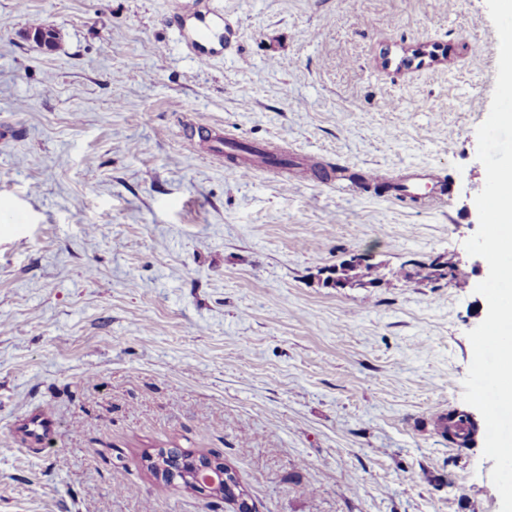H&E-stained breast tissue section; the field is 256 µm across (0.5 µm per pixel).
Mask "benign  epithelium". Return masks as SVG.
<instances>
[{
	"label": "benign epithelium",
	"instance_id": "benign-epithelium-1",
	"mask_svg": "<svg viewBox=\"0 0 512 512\" xmlns=\"http://www.w3.org/2000/svg\"><path fill=\"white\" fill-rule=\"evenodd\" d=\"M441 47L432 44H422L410 51L401 59L403 66H422L429 61L439 58ZM147 465L155 464L154 473L160 479H167L172 484L186 485L200 495L212 496L228 487L232 495L228 497L230 504L234 505V512H253V506L244 491L234 486L235 477L229 467L216 461L211 456H199L186 467L182 457L173 448H161L154 454L145 458Z\"/></svg>",
	"mask_w": 512,
	"mask_h": 512
}]
</instances>
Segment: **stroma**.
<instances>
[{
    "label": "stroma",
    "instance_id": "stroma-1",
    "mask_svg": "<svg viewBox=\"0 0 512 512\" xmlns=\"http://www.w3.org/2000/svg\"><path fill=\"white\" fill-rule=\"evenodd\" d=\"M211 2L233 37L201 65L174 0H0V512H231L150 475L172 447L221 455L257 512H500L483 442L435 426L465 406L488 311L464 246L486 0ZM422 43L447 59L382 66ZM218 132L446 194L244 177ZM438 256L467 284L399 274ZM354 257L383 277L327 287ZM37 407L56 433L34 454L12 425Z\"/></svg>",
    "mask_w": 512,
    "mask_h": 512
}]
</instances>
